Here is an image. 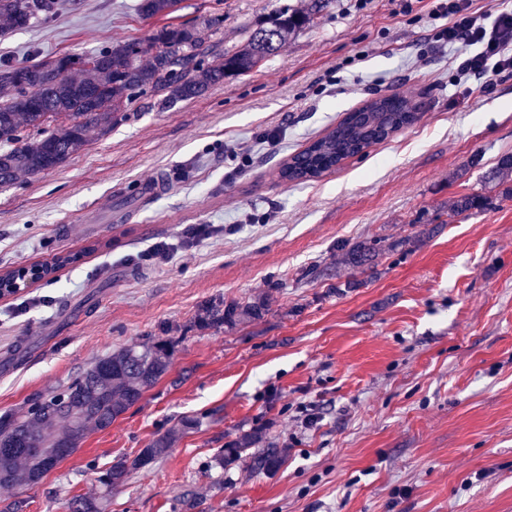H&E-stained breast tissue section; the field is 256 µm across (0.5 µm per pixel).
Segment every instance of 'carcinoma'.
I'll list each match as a JSON object with an SVG mask.
<instances>
[{
	"instance_id": "1",
	"label": "carcinoma",
	"mask_w": 512,
	"mask_h": 512,
	"mask_svg": "<svg viewBox=\"0 0 512 512\" xmlns=\"http://www.w3.org/2000/svg\"><path fill=\"white\" fill-rule=\"evenodd\" d=\"M178 0H141L147 18L170 13ZM311 0L307 13L287 6L276 9L266 25L232 54H212L209 30L221 22L208 20L201 28L164 25L148 38L131 40L92 55L68 54L49 61L0 67V87L12 91L0 103V187L20 174L38 175L63 164L73 154L103 137L118 114L141 94L161 92L174 103L204 96L224 79L251 72L279 53L288 39L324 7ZM57 0H0V30L27 28L50 18ZM419 112L412 100L391 95L368 100L345 113L336 127L288 158L279 171L283 181L320 178L348 158L363 155L401 129L413 125ZM55 122L48 134L23 136L28 126ZM492 201L465 195L452 214L484 210ZM266 299L224 306V314L202 322L233 324L255 317ZM173 353L167 341L115 350L91 364L62 392L36 397L25 415L0 416V486L30 485L49 473L46 457L56 448L73 454L90 431L105 429L136 404L169 370ZM176 432L162 435L132 461L120 459L101 476L105 490L126 482L129 475L165 456ZM257 437L241 434L224 445L222 463L241 462L254 471H271L282 463L274 445L253 448Z\"/></svg>"
}]
</instances>
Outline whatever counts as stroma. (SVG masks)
I'll return each instance as SVG.
<instances>
[{
    "label": "stroma",
    "mask_w": 512,
    "mask_h": 512,
    "mask_svg": "<svg viewBox=\"0 0 512 512\" xmlns=\"http://www.w3.org/2000/svg\"><path fill=\"white\" fill-rule=\"evenodd\" d=\"M0 37V64L93 54L164 25L217 18L242 48L280 6L307 0H60ZM429 0H328L253 72L167 105L148 93L112 130L0 189V273L77 263L0 298V414L67 387L113 350L170 342L172 366L41 481L0 486V512H63L99 497L112 462L181 419L168 455L113 488L105 512H512V71L454 86ZM401 94L418 121L319 179L280 166L370 97ZM164 174L168 191L136 190ZM493 204L450 216L462 195ZM193 224L212 237L184 243ZM175 244L160 264L139 256ZM379 242L352 267L354 245ZM271 297L261 317L199 327L201 310ZM312 405L316 426L299 404ZM286 455L272 474L216 465L242 432Z\"/></svg>",
    "instance_id": "stroma-1"
}]
</instances>
